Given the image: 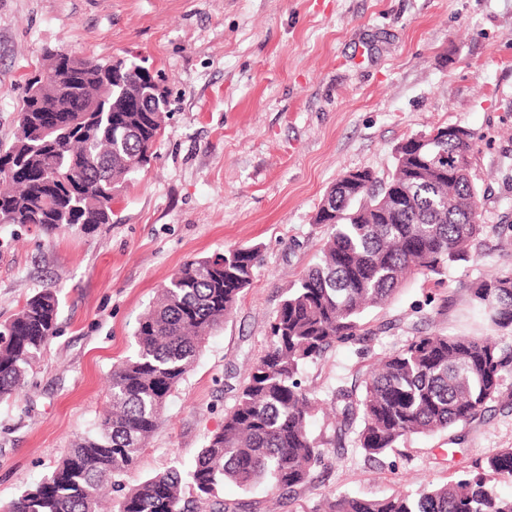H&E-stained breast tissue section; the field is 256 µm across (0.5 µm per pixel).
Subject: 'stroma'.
Wrapping results in <instances>:
<instances>
[{
    "label": "stroma",
    "instance_id": "1",
    "mask_svg": "<svg viewBox=\"0 0 512 512\" xmlns=\"http://www.w3.org/2000/svg\"><path fill=\"white\" fill-rule=\"evenodd\" d=\"M55 52L141 64L159 75L168 107L154 157L114 200L111 223L48 233L0 224V323L36 292L61 296L25 400L0 402V512L94 426L113 365L133 354L140 317L181 265L256 246L251 286L121 483L189 465L315 262L329 234L314 221L327 192L351 170L386 177L400 141L439 125L475 135L470 174L488 230L473 259L409 277L366 314L381 330L368 349L337 346L302 380L324 399L422 333H480L471 289L512 269V0H0V145L13 140L27 79ZM332 429L328 416L313 419L325 463L294 499L228 483L225 500L310 512L330 492L384 497L408 481L441 484L512 448V405L489 402L472 423L413 437L379 465L353 441L330 446Z\"/></svg>",
    "mask_w": 512,
    "mask_h": 512
}]
</instances>
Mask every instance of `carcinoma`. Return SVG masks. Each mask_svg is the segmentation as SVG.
<instances>
[{"label": "carcinoma", "instance_id": "carcinoma-1", "mask_svg": "<svg viewBox=\"0 0 512 512\" xmlns=\"http://www.w3.org/2000/svg\"><path fill=\"white\" fill-rule=\"evenodd\" d=\"M46 70L65 85H43L48 97H25L12 144L0 152V215L9 224L49 231L63 225L110 224L112 202L147 165L163 134L160 101L144 93L148 69L123 59L107 63L56 53ZM91 99L96 111L69 109ZM56 111L47 133L42 111ZM473 135L438 130L430 158L437 168L416 176L419 156L395 151L394 170L359 190L337 179L315 222L330 228L316 262L288 290L270 326L265 353L235 388L224 425L207 437L189 469L177 466L129 488L117 512H237L224 483L246 491L266 483L293 496L324 460L310 423L324 401L303 385L306 365L336 345L373 342L365 314L385 306L414 272L441 274L472 258L481 222L470 175ZM261 260L255 246L186 261L141 317L134 355L112 370L108 405L92 430L74 441L41 481L26 486L8 512H103L120 477L133 468L158 428L163 407L229 315ZM483 319L480 336L430 332L385 355L350 386L329 391L331 442L378 462L398 444L481 415L507 397L512 377V269L472 288ZM57 292L27 298L0 325V401L21 399L33 365L56 333ZM491 475L512 478V448L475 460L442 486L407 488L387 497L327 494L310 512H512Z\"/></svg>", "mask_w": 512, "mask_h": 512}]
</instances>
